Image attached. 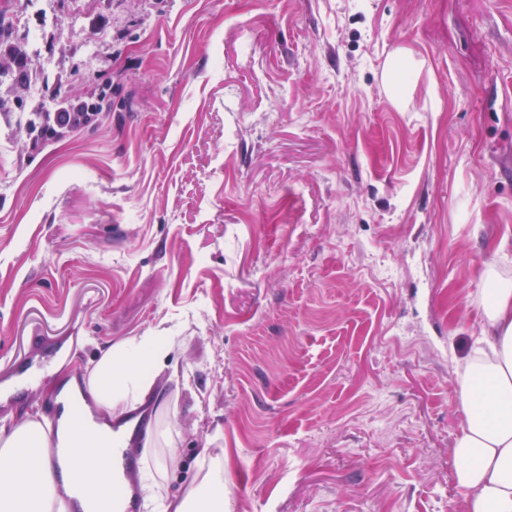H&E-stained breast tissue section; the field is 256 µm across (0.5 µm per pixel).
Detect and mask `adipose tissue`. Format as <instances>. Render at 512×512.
<instances>
[{"label": "adipose tissue", "instance_id": "adipose-tissue-1", "mask_svg": "<svg viewBox=\"0 0 512 512\" xmlns=\"http://www.w3.org/2000/svg\"><path fill=\"white\" fill-rule=\"evenodd\" d=\"M481 347L457 370L462 422L454 440V480L464 512H512V280L494 268L483 273ZM169 353L161 331L134 336L106 349L91 370L86 393L104 414L133 411L151 391L156 369ZM108 426L90 423L80 436L59 422L56 435L33 418L0 428V512H93L88 503L109 471L98 467L112 451L102 441ZM70 462L55 469L44 450L50 438ZM145 470L141 490L147 512H224V467L216 465L183 497L157 491L155 471Z\"/></svg>", "mask_w": 512, "mask_h": 512}]
</instances>
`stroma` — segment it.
<instances>
[{
    "instance_id": "stroma-1",
    "label": "stroma",
    "mask_w": 512,
    "mask_h": 512,
    "mask_svg": "<svg viewBox=\"0 0 512 512\" xmlns=\"http://www.w3.org/2000/svg\"><path fill=\"white\" fill-rule=\"evenodd\" d=\"M92 128L0 112V427L159 329L182 496L224 512H462L458 359L512 279V0H9ZM415 74L394 103L385 73ZM58 112H51L59 122L65 121V113H70V120L63 126L55 125L49 117L50 112L43 104L31 105L26 130L29 135L43 136H64L65 133L82 127L94 125L99 121L102 112L112 110V87L109 84L102 85L97 92L87 98L65 97L61 101Z\"/></svg>"
}]
</instances>
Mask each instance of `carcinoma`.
Instances as JSON below:
<instances>
[{
	"label": "carcinoma",
	"instance_id": "1",
	"mask_svg": "<svg viewBox=\"0 0 512 512\" xmlns=\"http://www.w3.org/2000/svg\"><path fill=\"white\" fill-rule=\"evenodd\" d=\"M13 80L15 103L24 101L23 95L31 81L30 60L25 48L13 38V25L7 12L0 10V77ZM60 111L70 113L66 125H55L49 117L48 109L41 103L29 107L26 130L30 135L64 136L65 133L82 127L94 125L102 112L112 111V87L102 85L97 92L86 98L65 97L61 101Z\"/></svg>",
	"mask_w": 512,
	"mask_h": 512
}]
</instances>
